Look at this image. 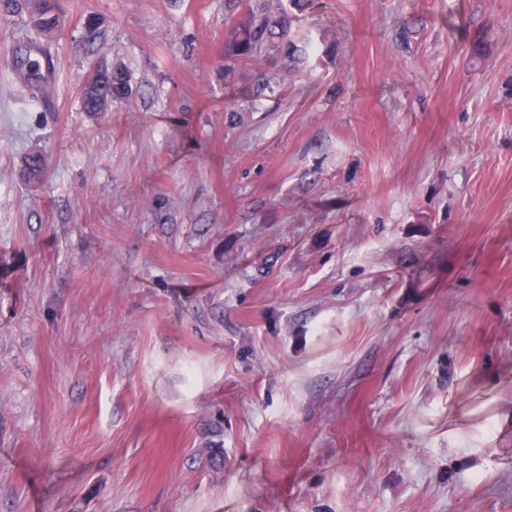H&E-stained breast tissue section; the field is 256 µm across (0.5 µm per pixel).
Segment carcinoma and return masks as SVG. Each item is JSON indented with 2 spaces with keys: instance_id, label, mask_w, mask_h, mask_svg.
I'll list each match as a JSON object with an SVG mask.
<instances>
[{
  "instance_id": "obj_1",
  "label": "carcinoma",
  "mask_w": 512,
  "mask_h": 512,
  "mask_svg": "<svg viewBox=\"0 0 512 512\" xmlns=\"http://www.w3.org/2000/svg\"><path fill=\"white\" fill-rule=\"evenodd\" d=\"M228 12L233 22L228 28L224 41V55L245 65L254 61L262 53L279 47L288 40L293 18L283 8L272 14L266 4L257 0H226ZM3 12H25L31 25L41 35L51 37L59 27L61 6L59 0H0ZM43 53L30 56L25 65L13 68L17 79L29 92L43 91L32 85L31 75L43 73ZM131 92L126 71L114 65L102 74L92 86L82 85L81 99L86 112H93L103 99L108 97L125 99Z\"/></svg>"
}]
</instances>
